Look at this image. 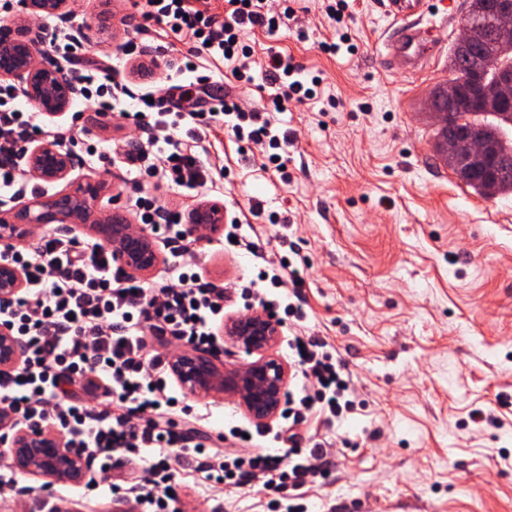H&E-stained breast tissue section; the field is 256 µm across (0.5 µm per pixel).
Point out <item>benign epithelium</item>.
Returning <instances> with one entry per match:
<instances>
[{"mask_svg":"<svg viewBox=\"0 0 512 512\" xmlns=\"http://www.w3.org/2000/svg\"><path fill=\"white\" fill-rule=\"evenodd\" d=\"M68 0H24L29 13L46 16L59 14ZM485 38L494 42L503 56L512 53V0H498L494 18L484 26ZM43 37L29 31L23 38L10 32L0 33V58L9 61L0 66V77L19 82L27 96L44 101L49 113L64 111L76 89L66 80L64 72L54 61L36 64ZM475 41L474 26L462 22L461 33L451 50L450 71H456L457 63L466 61L479 70L484 82L505 88L512 82V69L481 59L472 53ZM443 97L428 102V112L435 126L446 123L445 103L455 101L459 85L449 78L443 85ZM482 151V144L474 141L469 153L457 151L453 140L444 145L448 163H467ZM26 163L48 183L66 182L65 189L44 200L13 206L0 212V240L9 242L19 235L18 226L26 224H87L89 229L103 235V242L111 251L112 259L132 276L148 274L159 262L160 255L149 230L131 231L125 219L116 212L102 220L95 217V204L100 187L91 181H70L74 168V156L51 142H42L28 149ZM196 225L217 229L224 223V206L208 203L192 214ZM24 286V278L16 267L0 263V301L12 299ZM232 341L245 353L261 354V357L241 368L219 369L208 351L183 353L171 360V373L190 394L210 395L232 393L237 395L249 415L264 421L274 416L284 398L288 368L279 359L265 354L279 339L280 326L263 314H252L235 320L228 330ZM21 358V348L9 329L0 327V370L13 368ZM12 454L17 465L39 478L59 482H78L88 469L84 457L66 448L49 428H17L13 436Z\"/></svg>","mask_w":512,"mask_h":512,"instance_id":"7a95c632","label":"benign epithelium"}]
</instances>
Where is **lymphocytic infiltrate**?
Segmentation results:
<instances>
[{"instance_id":"f902f5d3","label":"lymphocytic infiltrate","mask_w":512,"mask_h":512,"mask_svg":"<svg viewBox=\"0 0 512 512\" xmlns=\"http://www.w3.org/2000/svg\"><path fill=\"white\" fill-rule=\"evenodd\" d=\"M212 0H134L145 21L162 26L168 36L187 45L179 69L195 73L200 54L217 55L232 64V73L245 78L250 48L241 40L246 27L278 32L291 14L288 4L271 10L268 0H224L223 13L213 12ZM266 78L275 89L269 112L241 107L211 93L207 79L197 76L202 106L184 111L164 108L162 98H139L122 118L137 138L113 145H88L86 153L99 159L123 155L129 166H143L147 176L162 174L167 185H203L208 169L181 142H174L157 163L144 164V143H158L160 134L184 120L210 124L233 117L235 136L253 143L280 147L281 138L269 113L284 102L309 99L313 88L299 80L291 57L269 51ZM107 61H91L78 69L80 95L100 119L113 111L112 87L99 82L109 72ZM44 134L61 143L74 142V129L47 131L38 115L14 102L10 85L0 83V194L18 196L28 181L21 158L31 139ZM140 224L151 228L169 248L171 258L157 280L142 282L115 264L101 242L73 228H45L29 246L0 248V263L24 273V287L15 300L0 302V326L20 342L23 354L10 370L0 371V410L10 412L14 424L30 429L56 428L65 445L88 459L100 474L123 462L138 473L129 486L110 483L113 497L132 502L135 512H181L182 485L176 479L171 449L192 457L206 481L240 485L245 477L262 473L264 490L272 493V507L294 500L302 512L304 490L319 472L326 444L297 428L312 414L326 422L342 416L352 402L351 383L331 351L312 336L294 337L289 347L302 376L300 396H287L280 411L289 432H276L275 442L286 443L284 453L260 447L249 455L211 453L207 445L169 427L171 416L198 418L196 405L172 387L169 356L150 350L149 340H171L208 350L217 349L224 323V289L202 282L189 264L195 255L193 231L181 214L168 211L156 195L135 201Z\"/></svg>"}]
</instances>
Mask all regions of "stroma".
Masks as SVG:
<instances>
[{
    "mask_svg": "<svg viewBox=\"0 0 512 512\" xmlns=\"http://www.w3.org/2000/svg\"><path fill=\"white\" fill-rule=\"evenodd\" d=\"M327 3L296 0L278 39L244 31L252 82L236 81L219 58L197 60L212 91L245 105L264 102L269 47L319 76L315 96L270 114L291 138L285 171L268 164L270 146L239 141L222 125L201 128L195 146L215 164L210 179L159 191V200L187 212L223 204L238 244L225 249L211 234L198 263L203 281L228 289L225 319L243 311L250 285L270 299L297 294L306 316L287 319L271 356L288 361V338L313 336L352 378L350 413L330 426L307 422L336 448L307 487V512H512V465L503 462L512 457V424L471 420L476 408L512 415V194L484 199L463 185L436 155L426 113L431 90L448 78L465 0H429L435 42L414 73L386 56L393 30L381 0H354L341 25ZM132 13L129 0H85L77 18L34 22L18 5L0 29L35 23L71 36L83 51L60 59L67 72L110 57L125 107L148 88L169 87L181 60L160 26ZM129 39L138 45L132 57L120 52ZM325 41L340 42L339 52H324ZM70 177L100 183L98 211L130 221L149 188L119 161L106 171L78 164ZM283 259L299 271L298 284L258 282ZM202 402L206 419L178 422L179 431L212 437L258 425L234 396ZM177 479L182 512H271L260 483L205 488L189 460Z\"/></svg>",
    "mask_w": 512,
    "mask_h": 512,
    "instance_id": "35a3bbf8",
    "label": "stroma"
}]
</instances>
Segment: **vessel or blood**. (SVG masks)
Returning <instances> with one entry per match:
<instances>
[{
  "label": "vessel or blood",
  "instance_id": "1",
  "mask_svg": "<svg viewBox=\"0 0 512 512\" xmlns=\"http://www.w3.org/2000/svg\"><path fill=\"white\" fill-rule=\"evenodd\" d=\"M382 4L395 24L394 36L385 43L387 54L402 57L409 70H416L429 41L427 29L416 24L426 13V0H382Z\"/></svg>",
  "mask_w": 512,
  "mask_h": 512
}]
</instances>
